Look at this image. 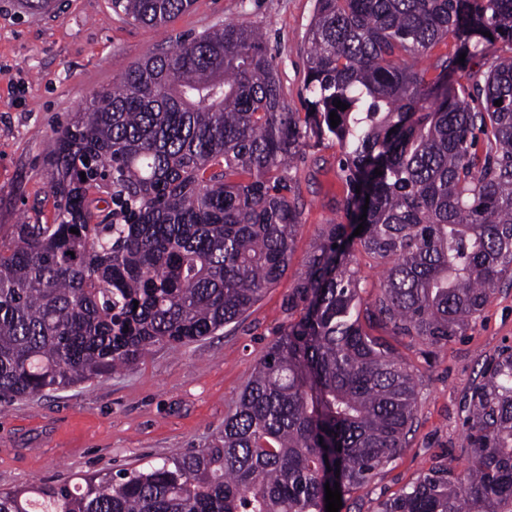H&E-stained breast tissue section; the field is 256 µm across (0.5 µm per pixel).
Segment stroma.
I'll use <instances>...</instances> for the list:
<instances>
[{"label": "stroma", "instance_id": "stroma-1", "mask_svg": "<svg viewBox=\"0 0 512 512\" xmlns=\"http://www.w3.org/2000/svg\"><path fill=\"white\" fill-rule=\"evenodd\" d=\"M314 9L315 0H195L155 27L116 13L111 0H51L36 13L22 0H0V224L52 223L45 139L93 93L177 40L231 21L263 28L289 104L306 111ZM340 155L332 141L305 148L292 262L240 322L196 342L154 346L111 376L0 404V489L73 484L205 446L285 325L283 300L321 224L345 203ZM382 337L415 374L417 411L405 446L353 494L351 512H376L433 466L461 461L465 402L485 362L512 354V281L501 282L477 320L447 343Z\"/></svg>", "mask_w": 512, "mask_h": 512}]
</instances>
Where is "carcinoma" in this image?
<instances>
[{"mask_svg": "<svg viewBox=\"0 0 512 512\" xmlns=\"http://www.w3.org/2000/svg\"><path fill=\"white\" fill-rule=\"evenodd\" d=\"M193 2L112 7L163 26ZM307 41L304 114L265 33L226 23L146 56L49 137L53 223L0 224L5 402L238 322L292 261L308 139L340 146L349 195L206 447L0 490V512H326L325 485L347 503L406 443L417 382L369 330L446 342L512 271V0H316ZM364 255L381 266L372 300ZM480 377L468 466L431 468L377 512H512V355Z\"/></svg>", "mask_w": 512, "mask_h": 512, "instance_id": "1", "label": "carcinoma"}]
</instances>
